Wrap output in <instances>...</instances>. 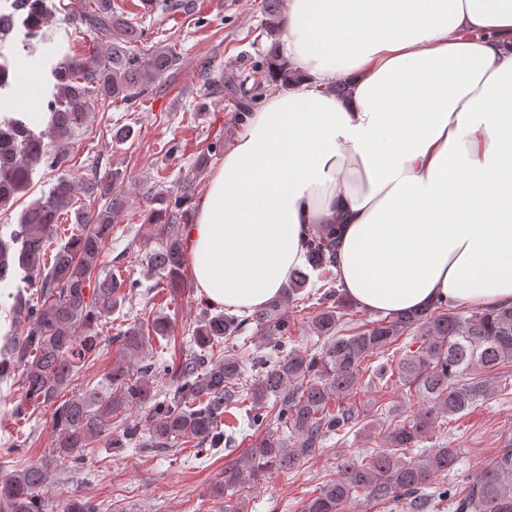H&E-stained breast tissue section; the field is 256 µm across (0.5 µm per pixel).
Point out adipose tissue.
Wrapping results in <instances>:
<instances>
[{
    "instance_id": "obj_1",
    "label": "adipose tissue",
    "mask_w": 512,
    "mask_h": 512,
    "mask_svg": "<svg viewBox=\"0 0 512 512\" xmlns=\"http://www.w3.org/2000/svg\"><path fill=\"white\" fill-rule=\"evenodd\" d=\"M512 0H288L295 74L253 113L186 229L213 307L248 314L338 224L347 300L384 316L512 303ZM342 82L346 97L325 93Z\"/></svg>"
}]
</instances>
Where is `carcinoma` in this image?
Listing matches in <instances>:
<instances>
[{"label": "carcinoma", "instance_id": "1", "mask_svg": "<svg viewBox=\"0 0 512 512\" xmlns=\"http://www.w3.org/2000/svg\"><path fill=\"white\" fill-rule=\"evenodd\" d=\"M281 2L264 0L269 36L281 27ZM66 9L93 36L86 58H76L70 45L44 30L50 16L47 0H11L9 11L0 14V41H6L14 15H21L22 48L46 74V129H38L26 112L0 116V208L29 189L37 164L60 172L18 224H0V288L10 289L8 298L26 310L28 319L25 328L11 323L4 331L0 383L16 380L22 390L14 417L51 410L55 435L48 460L0 479V510L95 512V505L73 498L50 501L47 467L75 466L86 448L107 438L114 448L192 443L230 449L237 425L227 431L222 425L234 408L260 433L245 461L224 464V512H240L238 498L244 492L272 471H294L319 456L333 436L359 417L351 406L331 411L330 401L352 395L367 362L395 347L402 355L393 371L422 400L421 409L389 426L387 447L373 451L368 461L341 459L336 477L303 501L300 512H348L361 494L372 502H402L413 512H427L435 499L445 496L455 512H512L511 444L459 490L435 483L438 476L458 475L457 449L438 443L414 459L403 455L433 438L448 417L489 396L490 382L480 374L512 362V304L467 313L440 301L349 333L341 328L344 303L336 291L335 224L315 225L305 242L307 264L321 282L314 292L319 310L310 320V328L323 339L320 347L310 352L288 347V306L310 282L309 274L298 270L280 297L249 315L204 313L176 365L160 354L138 365L152 340L168 339L167 316H123L111 325V341L118 344L120 356L102 383L75 388L70 398L59 399L95 354V326L111 318L126 293L138 287L135 280L103 272L116 219L125 209L119 176L95 165L81 179L71 177V140L95 105L137 101L179 62L170 47L132 51L142 31L112 7V0H70ZM292 78L286 61L271 55L251 78L231 81L240 93L239 114L246 116L268 86ZM11 89L9 60L0 53V96ZM46 137L51 138L48 144ZM193 195L190 181L176 197L156 188L145 214L155 232L141 245V261L173 294L188 288L183 226L189 214L183 205ZM65 210L73 213V230L54 245ZM52 246L49 262H41ZM251 328L267 353L253 358L259 371L249 376L245 357L228 342ZM404 338L407 342L400 343ZM165 377L168 386L160 391L156 382ZM133 409L143 410L145 419H128Z\"/></svg>", "mask_w": 512, "mask_h": 512}]
</instances>
